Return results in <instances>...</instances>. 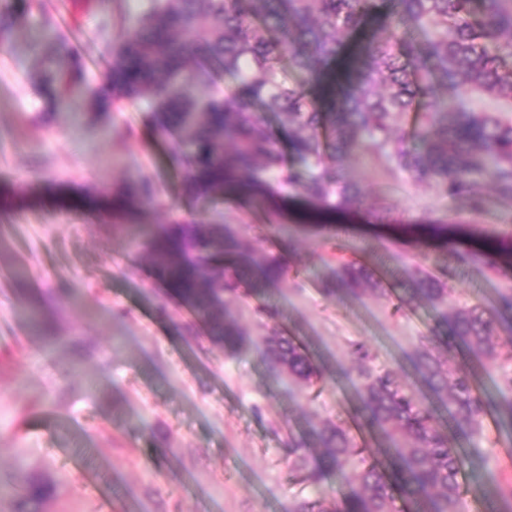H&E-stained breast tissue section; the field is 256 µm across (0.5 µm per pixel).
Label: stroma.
Here are the masks:
<instances>
[{"instance_id": "stroma-1", "label": "stroma", "mask_w": 512, "mask_h": 512, "mask_svg": "<svg viewBox=\"0 0 512 512\" xmlns=\"http://www.w3.org/2000/svg\"><path fill=\"white\" fill-rule=\"evenodd\" d=\"M40 3L57 39L91 60L95 86L120 20L135 18L143 0H108L101 10L85 0ZM35 35L23 23L0 50V194L16 196L0 208V473L20 469L53 482L43 512H288L302 497H339L335 480L315 487L291 468L286 441L326 423L353 428L354 394L336 385L351 343H368L377 366L398 367L437 312L492 304L512 286V264L455 282L439 308L405 312L372 294L330 300L322 281L337 260H356L384 287H399L483 239L512 237V207L484 183V209L469 216L466 199H448L363 149L342 169L360 187L362 206L337 213L330 228L305 223L297 198L264 208L231 196L188 203L145 103L122 100L99 114L77 100L44 115L32 77L47 50L34 46ZM135 180L155 189L140 223L75 203L86 191L110 195ZM191 219L224 225L288 263L267 298L275 317L260 314L256 298L225 294L247 336L232 352L193 327L142 262L152 227ZM429 224L448 225L446 240L426 232ZM29 304L55 319L56 342L38 335ZM277 332L301 342L323 383L292 388L268 372L258 346ZM483 432L478 464L463 476L464 512H512L491 496L512 483V439L491 414Z\"/></svg>"}]
</instances>
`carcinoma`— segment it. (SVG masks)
Wrapping results in <instances>:
<instances>
[{
	"label": "carcinoma",
	"instance_id": "obj_1",
	"mask_svg": "<svg viewBox=\"0 0 512 512\" xmlns=\"http://www.w3.org/2000/svg\"><path fill=\"white\" fill-rule=\"evenodd\" d=\"M38 12L39 0H0V46L9 44L19 21ZM372 18L383 19L390 35L355 44L327 96L317 98L288 78L283 58L292 71L318 76ZM42 29L51 51L36 76L37 91L46 111L56 112L86 94V64L54 38L51 20ZM216 72L229 84L196 95L193 88L209 86ZM456 87L512 102V0H144L138 19L124 23L113 41L105 82L88 106L107 112L119 100L147 103L156 136L177 138L181 193L190 201L236 195L265 206L275 195L267 179L274 173L281 187L310 202L334 197L330 208L350 209L361 202L358 188L329 174L326 162L339 166L364 148L434 182L450 198L469 195V213L477 216L484 200L470 190L482 182L512 201V117L464 109L448 94ZM263 112L277 114L279 128ZM408 112L420 113L409 133L400 126ZM281 134L293 162L308 172L300 185L285 164ZM153 199L152 185L135 181L114 197L112 210L136 223ZM479 257L496 268L499 258L512 257V239L460 252L438 275L417 270L401 288H381L369 270L343 262L322 292L339 300L375 293L399 308L435 307L449 293L447 283ZM143 260L229 351L244 343L245 333L222 295L260 299L287 268L283 255H259L223 225L195 221L160 228ZM32 321L44 338H55L41 308H32ZM502 340L512 343L511 288L498 292L491 307L478 303L441 314L398 370L375 366L372 348L352 343L353 367L340 377L356 390L366 439L356 444L338 424L321 429L311 467L308 445L288 436L294 470L314 485L334 477L348 494L332 502L301 498L288 512H463L461 478L474 457L461 442L480 435L491 413L512 432V359H500ZM463 347L495 368V397L456 362ZM258 350L271 373L294 385L323 380L292 336H271ZM377 438L388 445L386 458L370 461L365 453ZM53 492L51 482L24 472L0 474V499L10 495L11 512H41Z\"/></svg>",
	"mask_w": 512,
	"mask_h": 512
}]
</instances>
